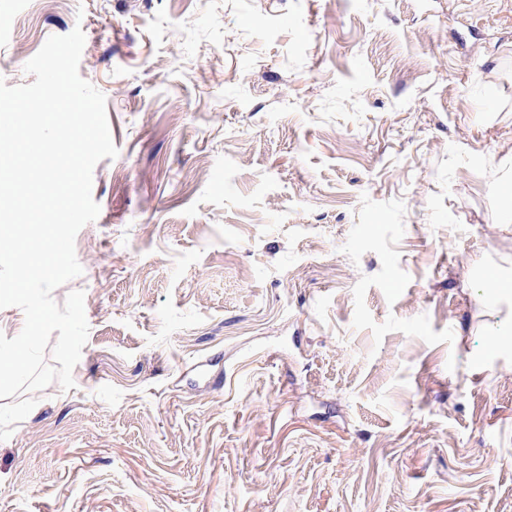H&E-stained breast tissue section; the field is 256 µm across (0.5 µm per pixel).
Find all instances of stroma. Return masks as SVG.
<instances>
[{"label": "stroma", "mask_w": 512, "mask_h": 512, "mask_svg": "<svg viewBox=\"0 0 512 512\" xmlns=\"http://www.w3.org/2000/svg\"><path fill=\"white\" fill-rule=\"evenodd\" d=\"M77 27L118 155L0 512H512V0H0V79Z\"/></svg>", "instance_id": "stroma-1"}]
</instances>
